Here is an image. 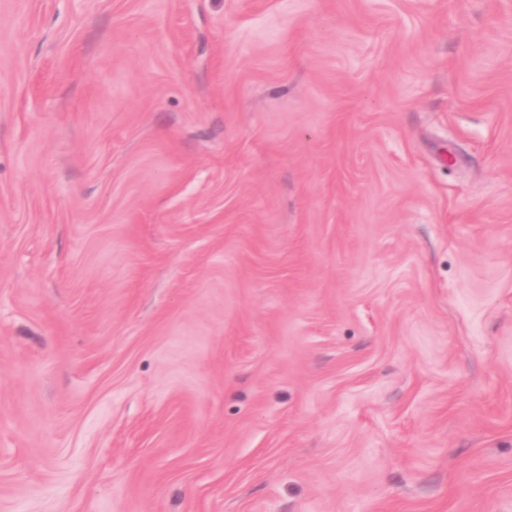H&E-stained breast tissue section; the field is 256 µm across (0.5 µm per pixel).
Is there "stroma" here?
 <instances>
[{"mask_svg": "<svg viewBox=\"0 0 512 512\" xmlns=\"http://www.w3.org/2000/svg\"><path fill=\"white\" fill-rule=\"evenodd\" d=\"M0 512H512V0H0Z\"/></svg>", "mask_w": 512, "mask_h": 512, "instance_id": "35a3bbf8", "label": "stroma"}]
</instances>
